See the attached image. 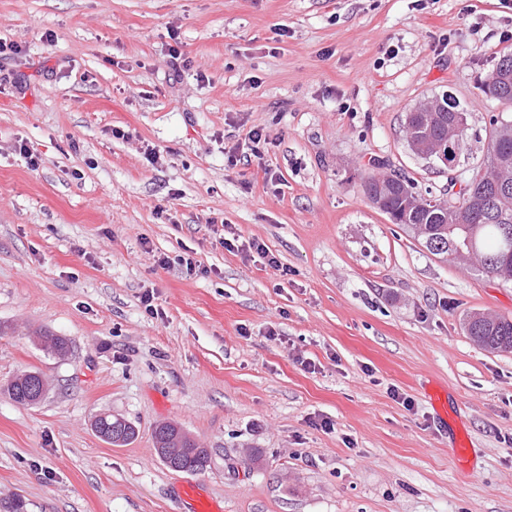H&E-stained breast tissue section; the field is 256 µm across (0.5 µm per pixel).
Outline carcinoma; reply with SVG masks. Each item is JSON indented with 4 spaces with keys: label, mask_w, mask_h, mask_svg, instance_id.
<instances>
[{
    "label": "carcinoma",
    "mask_w": 512,
    "mask_h": 512,
    "mask_svg": "<svg viewBox=\"0 0 512 512\" xmlns=\"http://www.w3.org/2000/svg\"><path fill=\"white\" fill-rule=\"evenodd\" d=\"M483 92L500 103L512 106V53L503 55L488 75ZM439 122L433 129L423 127L415 117H407L405 126H413L422 136H430L440 145L448 144V134L455 133L460 151L466 150L467 128L458 126L463 114L451 93L438 98ZM413 189L406 177L389 187L384 209L392 223L412 233L431 254H446L478 271L498 273L512 271V120L497 116L489 119L487 164L479 188L485 196V209L472 212L465 202L438 206L433 199L419 194H405L402 188ZM463 329L470 338L489 351H512V318L485 313H470L463 318ZM42 377L29 372L16 377L5 388V394L17 404L39 403ZM95 432L114 446H123L136 435L135 427L110 415H99L93 421ZM156 451L167 461V449L180 445L173 458L174 467L198 471L207 466L209 454L181 427L165 423L154 431Z\"/></svg>",
    "instance_id": "obj_1"
}]
</instances>
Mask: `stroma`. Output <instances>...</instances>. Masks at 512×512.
<instances>
[{"label": "stroma", "instance_id": "stroma-1", "mask_svg": "<svg viewBox=\"0 0 512 512\" xmlns=\"http://www.w3.org/2000/svg\"><path fill=\"white\" fill-rule=\"evenodd\" d=\"M0 41L22 48L0 54V388L50 384L0 391V502L192 512L191 482L222 512H512V353L462 326L512 317V282L430 254L363 189L380 160L458 200L490 115L512 118L480 90L512 0H0ZM445 91L468 125L450 169L404 137ZM252 129L261 157L229 165ZM223 223L281 270L222 247ZM100 414L135 440L103 441ZM162 422L204 470L161 461ZM42 377L36 372H28L22 377H15L7 383L5 394L17 404L34 405L39 403L45 393H40ZM95 432L113 446H123L132 441L136 435L135 427L125 421H117L110 415H99L93 421ZM156 451L161 460L167 465L166 448H181V451L172 458L175 468L188 471L203 470L208 463L209 454L206 448L200 446L176 424L165 423L156 427L154 431ZM176 442L180 447H175ZM171 467V466H169Z\"/></svg>", "mask_w": 512, "mask_h": 512}]
</instances>
